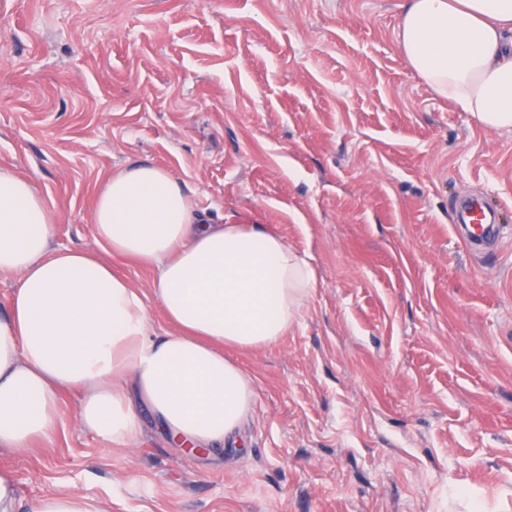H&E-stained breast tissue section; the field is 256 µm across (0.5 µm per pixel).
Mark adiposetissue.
<instances>
[{"mask_svg": "<svg viewBox=\"0 0 512 512\" xmlns=\"http://www.w3.org/2000/svg\"><path fill=\"white\" fill-rule=\"evenodd\" d=\"M398 41L410 68L479 126L512 129V0H407ZM92 222L98 251L51 249L47 199L0 170V274L18 277L0 312V446L52 442L58 396L82 393L76 426L136 447L138 404L169 439L222 451L252 413L251 376L225 346L284 336L314 286L278 235L197 215L169 170L112 174ZM150 266L148 291L114 265ZM171 329L157 334L149 307Z\"/></svg>", "mask_w": 512, "mask_h": 512, "instance_id": "adipose-tissue-1", "label": "adipose tissue"}]
</instances>
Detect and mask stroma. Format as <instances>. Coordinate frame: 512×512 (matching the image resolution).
Here are the masks:
<instances>
[{"label":"stroma","mask_w":512,"mask_h":512,"mask_svg":"<svg viewBox=\"0 0 512 512\" xmlns=\"http://www.w3.org/2000/svg\"><path fill=\"white\" fill-rule=\"evenodd\" d=\"M405 0H0V169L94 250L103 181L170 170L196 211L256 224L315 271L285 336L226 349L256 403L223 452L147 407L119 453L62 393L50 445L0 447L20 506L112 512H512V129L477 126L408 66ZM500 212L490 249L453 226ZM454 221L471 247L480 246L499 233L497 213L482 198L463 201L455 212ZM30 512H112V504L97 506L72 493H49L30 505Z\"/></svg>","instance_id":"35a3bbf8"}]
</instances>
